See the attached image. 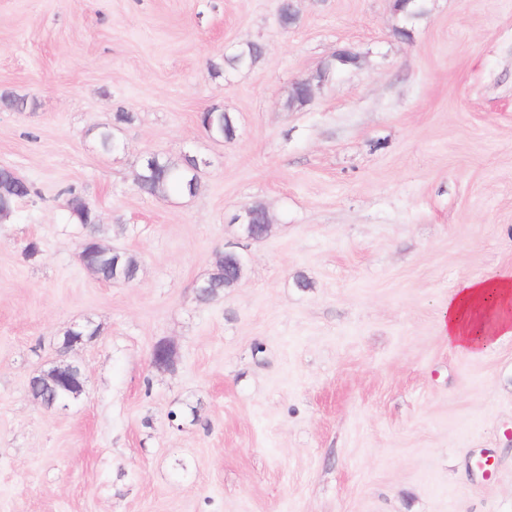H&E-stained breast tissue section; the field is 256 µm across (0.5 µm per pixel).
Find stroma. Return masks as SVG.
I'll list each match as a JSON object with an SVG mask.
<instances>
[{"label":"stroma","instance_id":"obj_1","mask_svg":"<svg viewBox=\"0 0 512 512\" xmlns=\"http://www.w3.org/2000/svg\"><path fill=\"white\" fill-rule=\"evenodd\" d=\"M279 5L0 0V96L26 103L0 106V166L38 193L0 224V512H512V337L471 355L439 327L462 280L512 270V0H424L407 39L393 0H298L287 30ZM246 41L263 59L214 75ZM344 46L359 64L287 108ZM150 153L208 159L197 194L140 195ZM76 199L132 284L80 264ZM254 203L258 241L232 222ZM227 249L246 273L200 304ZM85 323V392L47 409L28 381ZM211 120L208 124V120ZM198 121L203 129L213 139L218 141H230L236 136V122L229 112H200ZM249 208L252 210L253 213V223L252 224H246L245 220L247 219L249 215ZM243 207L239 214L235 215L233 218L235 223H239L240 231L241 233L246 236L247 238H250L252 240H258L265 237V232L269 231L271 224H264V211L265 208L262 204L254 203L249 206ZM255 224H261L262 225V232L260 234H257L255 232L254 225Z\"/></svg>","mask_w":512,"mask_h":512}]
</instances>
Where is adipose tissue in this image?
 <instances>
[{
  "mask_svg": "<svg viewBox=\"0 0 512 512\" xmlns=\"http://www.w3.org/2000/svg\"><path fill=\"white\" fill-rule=\"evenodd\" d=\"M440 326L450 348L472 354L512 336V272L462 281L448 296Z\"/></svg>",
  "mask_w": 512,
  "mask_h": 512,
  "instance_id": "ef3b65f1",
  "label": "adipose tissue"
}]
</instances>
